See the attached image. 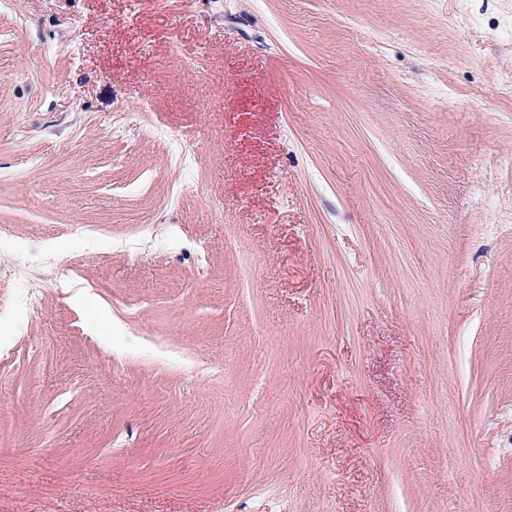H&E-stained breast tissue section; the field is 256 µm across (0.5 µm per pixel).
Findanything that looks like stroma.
Masks as SVG:
<instances>
[{
  "label": "stroma",
  "instance_id": "stroma-1",
  "mask_svg": "<svg viewBox=\"0 0 512 512\" xmlns=\"http://www.w3.org/2000/svg\"><path fill=\"white\" fill-rule=\"evenodd\" d=\"M0 512H512V0H0Z\"/></svg>",
  "mask_w": 512,
  "mask_h": 512
}]
</instances>
